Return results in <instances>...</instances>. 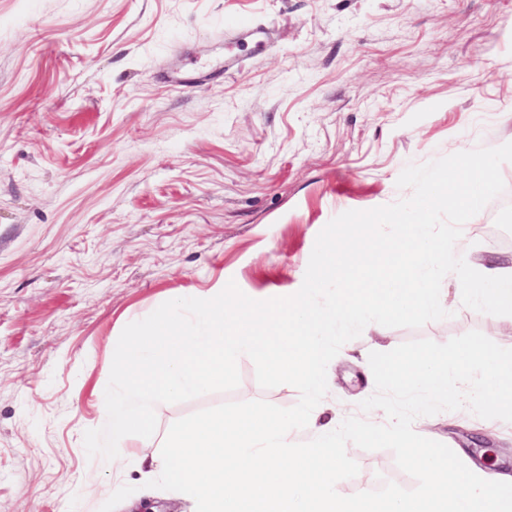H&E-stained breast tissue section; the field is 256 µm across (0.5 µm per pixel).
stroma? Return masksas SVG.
Masks as SVG:
<instances>
[{
	"label": "stroma",
	"mask_w": 512,
	"mask_h": 512,
	"mask_svg": "<svg viewBox=\"0 0 512 512\" xmlns=\"http://www.w3.org/2000/svg\"><path fill=\"white\" fill-rule=\"evenodd\" d=\"M244 20L266 25L263 49L212 40ZM207 67L186 90L168 80ZM509 142L512 0H0V512H99L124 485L115 512H189L135 460L85 451L124 327L231 281L292 295L331 219L412 195L406 166ZM501 175L456 243L474 262L512 264V162ZM458 283L442 281L448 318L342 346L326 416L377 421L359 407L375 335L385 352L472 330L512 348V318L463 306ZM238 370L234 390L160 404L157 435L226 402H298L249 357ZM413 427L512 475V423L463 408ZM347 453L359 472L341 495L417 485L390 450Z\"/></svg>",
	"instance_id": "obj_1"
}]
</instances>
